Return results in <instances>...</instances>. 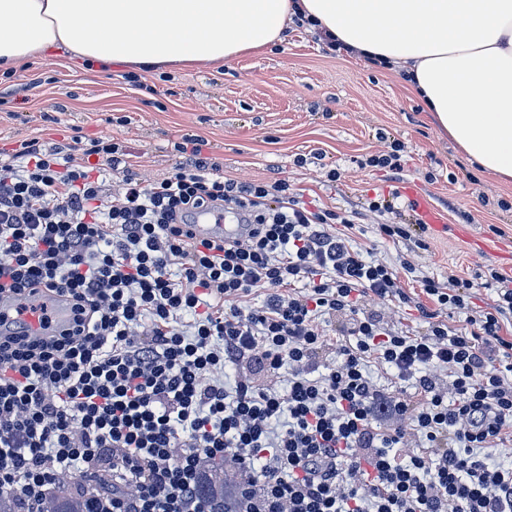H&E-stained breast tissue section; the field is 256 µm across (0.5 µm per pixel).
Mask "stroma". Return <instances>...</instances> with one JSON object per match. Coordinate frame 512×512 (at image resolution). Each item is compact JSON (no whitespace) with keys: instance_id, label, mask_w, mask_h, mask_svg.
Returning <instances> with one entry per match:
<instances>
[{"instance_id":"obj_1","label":"stroma","mask_w":512,"mask_h":512,"mask_svg":"<svg viewBox=\"0 0 512 512\" xmlns=\"http://www.w3.org/2000/svg\"><path fill=\"white\" fill-rule=\"evenodd\" d=\"M127 73L118 64L86 67L64 48L27 58L12 78L0 76V147L29 136L58 143L79 132L106 135L153 179L179 161L171 141L194 134L225 177H285L305 200L339 212L362 209L377 191H417L445 222L413 258L424 275L469 278L488 264L512 272V183L440 132L398 67L326 55L315 32L292 22L281 43L222 64L143 72L135 86ZM123 115L130 121L122 125ZM384 134L405 146L401 174L358 165L384 150Z\"/></svg>"}]
</instances>
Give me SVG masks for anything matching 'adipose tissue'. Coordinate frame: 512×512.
<instances>
[{
  "label": "adipose tissue",
  "mask_w": 512,
  "mask_h": 512,
  "mask_svg": "<svg viewBox=\"0 0 512 512\" xmlns=\"http://www.w3.org/2000/svg\"><path fill=\"white\" fill-rule=\"evenodd\" d=\"M298 15L402 69L442 132L512 181V0H0V62L61 46L134 68L226 62Z\"/></svg>",
  "instance_id": "ef3b65f1"
}]
</instances>
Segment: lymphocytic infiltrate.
<instances>
[{"label":"lymphocytic infiltrate","mask_w":512,"mask_h":512,"mask_svg":"<svg viewBox=\"0 0 512 512\" xmlns=\"http://www.w3.org/2000/svg\"><path fill=\"white\" fill-rule=\"evenodd\" d=\"M171 150L183 164L154 180L106 137L0 151V296L42 284L74 322L42 339L21 319L0 332V498L43 512L74 467L72 493L95 512H211L208 457L235 464L239 512H512V466L490 462L512 440V275L484 270L486 307L456 274L422 277L410 297L397 272H415L426 224L380 225L405 248L395 268L364 257L359 213L284 178H225L198 136ZM202 210L231 214L245 238H194ZM256 289L261 306L244 309ZM372 296L417 311L425 333L370 313ZM452 310L465 328L449 326ZM338 316L347 338L323 369ZM371 361L412 393L381 390ZM229 364L231 389L218 378ZM281 374L285 389L268 385ZM411 436L421 450L406 456Z\"/></svg>","instance_id":"f902f5d3"}]
</instances>
